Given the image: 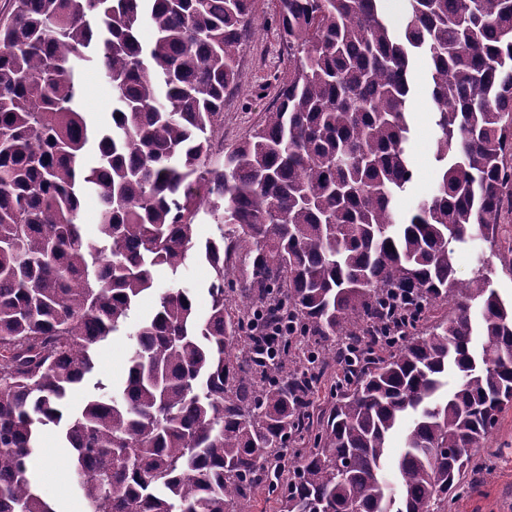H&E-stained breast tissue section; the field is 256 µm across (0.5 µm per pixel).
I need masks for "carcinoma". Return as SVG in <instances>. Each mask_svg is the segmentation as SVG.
Listing matches in <instances>:
<instances>
[{
    "label": "carcinoma",
    "mask_w": 512,
    "mask_h": 512,
    "mask_svg": "<svg viewBox=\"0 0 512 512\" xmlns=\"http://www.w3.org/2000/svg\"><path fill=\"white\" fill-rule=\"evenodd\" d=\"M379 2L280 0L288 78L221 154L255 0L0 14V512H57L28 474L50 424L87 512H448L473 490L512 405V303L482 267L458 278L455 245L490 244L512 274V0H407L398 32ZM419 56L442 174L404 216ZM78 61L112 86L108 128L84 112ZM202 211L227 230L200 247ZM194 253L214 272L207 310L173 286L129 326L155 269ZM127 328L122 390L69 412Z\"/></svg>",
    "instance_id": "cac0c4a2"
}]
</instances>
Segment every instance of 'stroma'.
Here are the masks:
<instances>
[{"label": "stroma", "instance_id": "35a3bbf8", "mask_svg": "<svg viewBox=\"0 0 512 512\" xmlns=\"http://www.w3.org/2000/svg\"><path fill=\"white\" fill-rule=\"evenodd\" d=\"M240 66L245 83L224 102V144L232 146L258 123L273 100L275 77L288 74V47L275 26H261L248 36L241 48ZM85 107L93 117L110 121L112 89L99 68L84 64L81 70ZM436 129L427 95H419L413 103L412 130L406 149L414 165V181L409 193L401 195L397 207L401 213H410L416 203L431 195L440 171L434 157ZM130 350L127 337L113 336L96 349V368L87 381L74 390L68 400L69 408L76 409L86 398L95 394L97 384L115 385L125 377L126 359ZM70 449L64 448L59 428L44 427L40 446L32 453L29 466L47 496L59 512L68 507L83 508L70 469ZM479 460H491L488 471L478 475L477 493L452 501L451 512H512V408L499 417L496 430Z\"/></svg>", "mask_w": 512, "mask_h": 512}]
</instances>
